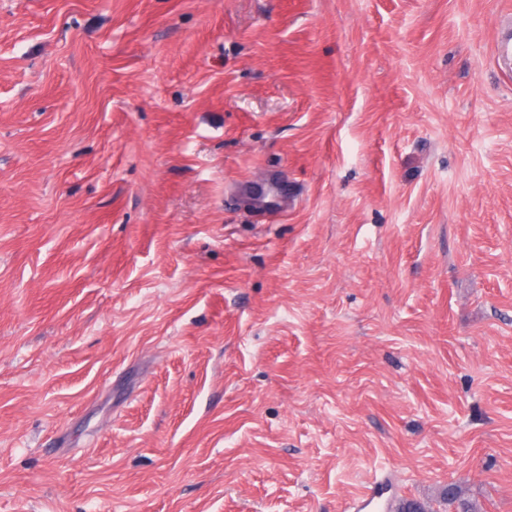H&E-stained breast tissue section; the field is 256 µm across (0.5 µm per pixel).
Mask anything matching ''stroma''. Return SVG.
<instances>
[{
    "label": "stroma",
    "mask_w": 512,
    "mask_h": 512,
    "mask_svg": "<svg viewBox=\"0 0 512 512\" xmlns=\"http://www.w3.org/2000/svg\"><path fill=\"white\" fill-rule=\"evenodd\" d=\"M508 11L0 0V512H512ZM512 24L505 28L496 39L494 52L492 56L493 63L499 70L507 74H512ZM389 483L386 479H372L370 487H366L351 503L354 512H366L380 506V499L385 493Z\"/></svg>",
    "instance_id": "1"
}]
</instances>
